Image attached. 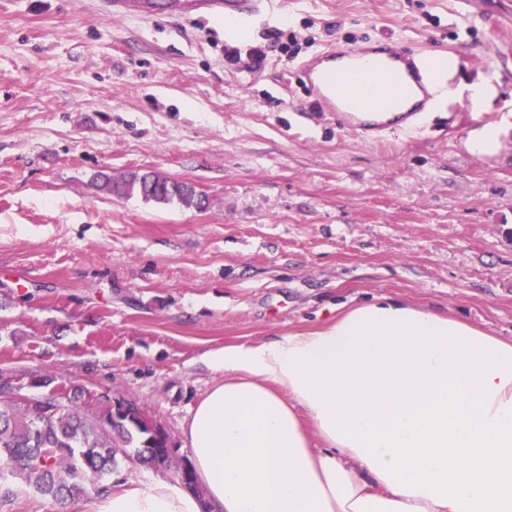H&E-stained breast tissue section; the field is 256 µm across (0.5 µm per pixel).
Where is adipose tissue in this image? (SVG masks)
<instances>
[{
    "label": "adipose tissue",
    "instance_id": "1",
    "mask_svg": "<svg viewBox=\"0 0 512 512\" xmlns=\"http://www.w3.org/2000/svg\"><path fill=\"white\" fill-rule=\"evenodd\" d=\"M208 361L201 493L130 482L87 512H512V341L383 295Z\"/></svg>",
    "mask_w": 512,
    "mask_h": 512
}]
</instances>
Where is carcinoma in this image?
I'll return each instance as SVG.
<instances>
[{
    "label": "carcinoma",
    "mask_w": 512,
    "mask_h": 512,
    "mask_svg": "<svg viewBox=\"0 0 512 512\" xmlns=\"http://www.w3.org/2000/svg\"><path fill=\"white\" fill-rule=\"evenodd\" d=\"M105 187L117 195L136 194L158 204L176 201L187 208H202V196L193 185L154 172L108 177ZM64 398L65 404L51 397L18 401L0 390V478H19L64 503L84 495L89 485H97L99 493L108 491L99 481L114 472L119 456L131 448L146 463L156 459L143 449L144 422L103 426L99 418L112 415L110 401L83 407L76 390Z\"/></svg>",
    "instance_id": "obj_1"
}]
</instances>
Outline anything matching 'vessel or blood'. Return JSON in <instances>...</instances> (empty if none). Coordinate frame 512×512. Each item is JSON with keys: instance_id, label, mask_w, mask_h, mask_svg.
<instances>
[{"instance_id": "obj_1", "label": "vessel or blood", "mask_w": 512, "mask_h": 512, "mask_svg": "<svg viewBox=\"0 0 512 512\" xmlns=\"http://www.w3.org/2000/svg\"><path fill=\"white\" fill-rule=\"evenodd\" d=\"M277 0H172L185 17L218 13L247 20ZM115 16L150 17L152 0H104ZM459 63L406 44L336 43L300 62L296 74L317 110L334 113L343 130L364 140L380 139L390 126H415L434 104L436 86L458 74Z\"/></svg>"}]
</instances>
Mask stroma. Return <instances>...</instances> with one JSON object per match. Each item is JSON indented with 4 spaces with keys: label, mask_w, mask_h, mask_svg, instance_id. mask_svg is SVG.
<instances>
[{
    "label": "stroma",
    "mask_w": 512,
    "mask_h": 512,
    "mask_svg": "<svg viewBox=\"0 0 512 512\" xmlns=\"http://www.w3.org/2000/svg\"><path fill=\"white\" fill-rule=\"evenodd\" d=\"M0 0V378L136 401L182 431L206 356L390 295L512 339V0H286L224 59V18ZM457 56L447 107L380 142L313 109L274 32ZM474 85L486 89L471 96ZM489 127L488 151L473 143ZM154 171L206 210L101 189ZM0 479V512H84Z\"/></svg>",
    "instance_id": "stroma-1"
}]
</instances>
